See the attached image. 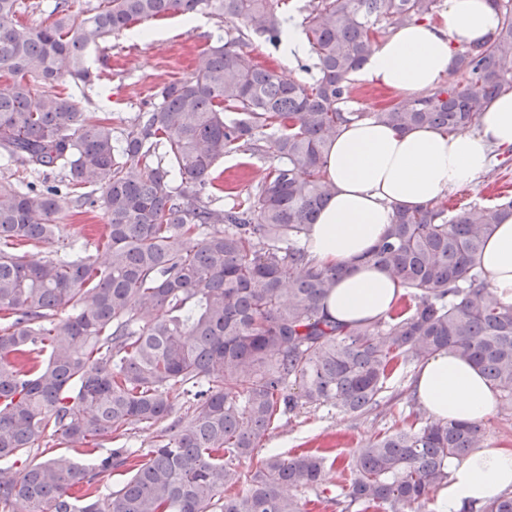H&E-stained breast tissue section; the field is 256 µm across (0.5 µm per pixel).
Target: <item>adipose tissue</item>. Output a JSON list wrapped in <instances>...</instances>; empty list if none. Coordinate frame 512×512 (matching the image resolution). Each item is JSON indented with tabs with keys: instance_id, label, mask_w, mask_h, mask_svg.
Segmentation results:
<instances>
[{
	"instance_id": "obj_1",
	"label": "adipose tissue",
	"mask_w": 512,
	"mask_h": 512,
	"mask_svg": "<svg viewBox=\"0 0 512 512\" xmlns=\"http://www.w3.org/2000/svg\"><path fill=\"white\" fill-rule=\"evenodd\" d=\"M499 25L489 0H448L441 23L396 27L357 77L397 91L435 87L451 71L456 47L484 42ZM477 125V132L452 134L426 127L399 131L374 120L340 128L327 157L336 190L306 239L316 263L345 269L323 303L330 320L351 326L377 321L392 310L402 293L398 279L365 264L363 255L380 241L396 209L429 204L473 183L489 166L492 149H512V93L493 99ZM476 262L489 295L511 304L512 216L497 225ZM413 391L436 419L483 424L495 413L490 386L450 351L422 364ZM448 470L436 512H462L512 490V448L485 446L450 460Z\"/></svg>"
}]
</instances>
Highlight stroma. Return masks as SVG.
I'll return each mask as SVG.
<instances>
[{"instance_id": "35a3bbf8", "label": "stroma", "mask_w": 512, "mask_h": 512, "mask_svg": "<svg viewBox=\"0 0 512 512\" xmlns=\"http://www.w3.org/2000/svg\"><path fill=\"white\" fill-rule=\"evenodd\" d=\"M179 22L176 16L165 21L163 37L153 41L135 40L127 32L107 38L91 48L86 56L89 68L97 75L94 83L84 87L69 82L63 85V93L71 95L81 111L111 118L115 130H122L126 121L155 101L164 84L189 77L194 72L200 56L212 44L211 33L221 25L218 17L209 14L199 27L184 30ZM271 163L267 155L237 152L225 156L224 184L231 187L233 193L224 198V205L244 200ZM500 193L512 194V162L503 163L497 155L474 184L448 193V207L453 211L479 208L493 203ZM59 203L62 207L59 231L49 243V250L83 240L90 226L104 223L101 210L77 212L65 197L60 198ZM414 377V372L407 369L393 374L386 383V392L393 400L377 416L355 421L328 404L287 414L274 424L268 439L256 451V459L272 453L291 456L316 449L325 450L340 460L347 459L359 443L409 415L410 406L396 399L395 394L411 390Z\"/></svg>"}]
</instances>
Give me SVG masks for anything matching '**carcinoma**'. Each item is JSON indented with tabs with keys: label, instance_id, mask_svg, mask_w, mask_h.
<instances>
[{
	"label": "carcinoma",
	"instance_id": "carcinoma-1",
	"mask_svg": "<svg viewBox=\"0 0 512 512\" xmlns=\"http://www.w3.org/2000/svg\"><path fill=\"white\" fill-rule=\"evenodd\" d=\"M501 25L455 51L452 78L380 112L344 109L350 75L386 25L434 20L440 0H308L300 22L310 81L258 65L273 48L288 0H98L74 13L56 0L48 24H16L21 0H0V156L62 175L76 206H98L110 261L42 254L61 212L56 186L0 181V512H302L296 492L322 484L326 456L249 460L280 415L330 404L363 417L392 372L454 352L512 409V304L489 299L476 257L512 200L451 212L443 202L396 210L365 263L405 293L387 320L340 326L322 312L341 275L314 265L303 241L335 192L330 142L344 125L456 133L512 91V0H489ZM208 12L224 20L217 45L189 77L120 133L107 118L30 81L89 85L85 52L136 21ZM270 134H265V131ZM269 149L274 163L247 202L215 207L216 175L232 152ZM189 411L178 414L180 399ZM168 423L126 471L117 448L82 465L31 458L57 436L72 447ZM484 444L481 425L414 415L355 449L342 473L346 508L402 512L448 484V460ZM27 458L23 469L12 466ZM245 483V495L233 493ZM462 512H512V491Z\"/></svg>",
	"mask_w": 512,
	"mask_h": 512
}]
</instances>
